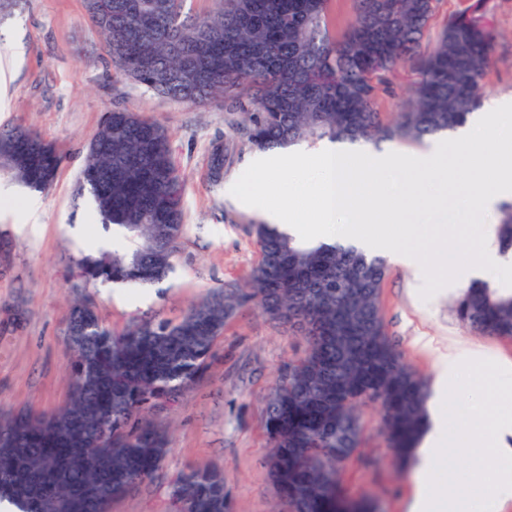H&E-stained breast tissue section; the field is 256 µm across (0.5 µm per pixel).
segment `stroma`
I'll return each mask as SVG.
<instances>
[{
	"label": "stroma",
	"instance_id": "35a3bbf8",
	"mask_svg": "<svg viewBox=\"0 0 512 512\" xmlns=\"http://www.w3.org/2000/svg\"><path fill=\"white\" fill-rule=\"evenodd\" d=\"M483 2L495 33L489 102L512 97V0ZM414 79L407 65L389 74L378 96L386 118L406 104ZM115 108L169 130L184 182L185 233L174 270L143 288L87 284L71 275L78 258L112 237L76 192L87 146ZM246 120L240 112L193 107L115 78L83 0H23L0 22V126L35 130L61 158L43 193L0 176V231L10 241L0 260V414L51 413L69 404L66 316L75 298H92L102 323L119 329L136 317L178 320L209 291L244 286L257 259L252 226L262 220L237 208L229 194L254 153L235 140L236 126ZM415 285L412 268L388 265L382 315L389 340L427 386L435 384L436 348L469 347L512 362V340L476 333L456 317L455 295L443 290L425 301ZM305 349L288 326L253 305L242 307L217 339L200 381L174 410L154 418L168 437L160 478L113 501L109 512H174L168 484L190 465L223 471L231 512H288L265 466L263 401L279 370ZM363 426L360 455L344 476L347 494L368 493L381 512H409L414 485L398 474L375 408H365Z\"/></svg>",
	"mask_w": 512,
	"mask_h": 512
}]
</instances>
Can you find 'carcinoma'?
<instances>
[{"label": "carcinoma", "mask_w": 512, "mask_h": 512, "mask_svg": "<svg viewBox=\"0 0 512 512\" xmlns=\"http://www.w3.org/2000/svg\"><path fill=\"white\" fill-rule=\"evenodd\" d=\"M87 14L113 74L197 107L249 114L246 142L263 151L323 141H420L463 124L481 103L493 29L476 5L448 23L420 55L434 0H352L353 20L334 32L333 0H216L205 15L185 0H110ZM418 62L411 102L384 122L377 95L386 75ZM168 130L138 113H106L90 141L78 192L118 238L112 251L82 256L86 282L151 286L169 274L184 233V189ZM0 162L32 192L53 184L59 157L40 134L0 128ZM258 260L249 287L193 301L176 323L103 325L87 298L70 306L72 399L49 414L0 417V501L17 512H108L113 500L162 469L167 435L150 416L203 375L236 312L254 304L305 338L265 399L268 468L292 512H354L340 487L362 445V407L379 411L382 433L406 466L425 430L427 387L387 337L381 312L385 261L339 242L303 241L254 225ZM512 249V206L498 223ZM476 331L512 338V293L473 282L456 302ZM179 512H230L224 473L183 472L170 487Z\"/></svg>", "instance_id": "cac0c4a2"}]
</instances>
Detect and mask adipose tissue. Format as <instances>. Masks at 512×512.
<instances>
[{
    "mask_svg": "<svg viewBox=\"0 0 512 512\" xmlns=\"http://www.w3.org/2000/svg\"><path fill=\"white\" fill-rule=\"evenodd\" d=\"M477 366L486 374L481 394L497 399L498 413L492 418L467 415L449 408L436 396L432 426L417 450L415 493L411 512H474L477 504L512 495V469L502 470L495 482H487L488 459L512 462V362L493 363L480 351L462 347L437 353L435 367L440 387ZM463 448L468 453L465 471H457L445 451Z\"/></svg>",
    "mask_w": 512,
    "mask_h": 512,
    "instance_id": "ef3b65f1",
    "label": "adipose tissue"
}]
</instances>
